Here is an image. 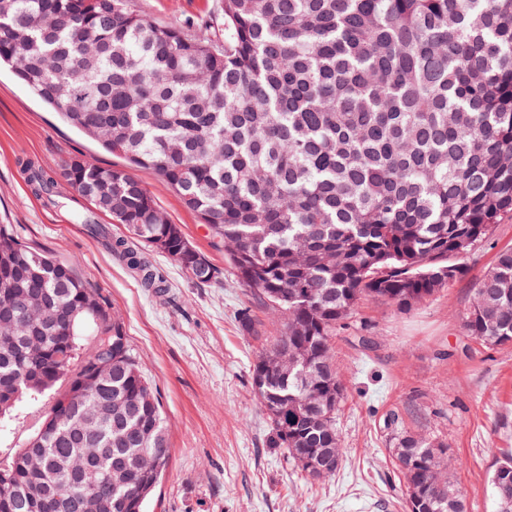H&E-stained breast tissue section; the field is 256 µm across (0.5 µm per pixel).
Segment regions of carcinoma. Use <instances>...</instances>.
Wrapping results in <instances>:
<instances>
[{
	"mask_svg": "<svg viewBox=\"0 0 512 512\" xmlns=\"http://www.w3.org/2000/svg\"><path fill=\"white\" fill-rule=\"evenodd\" d=\"M124 167L73 158L59 176L125 227L88 231L162 288L133 239L197 282L198 251L136 168L195 212L242 285L284 318L250 366L267 447L310 477L343 457L336 326L365 297L398 311L449 287L512 217V0H224V36L158 25L132 0H0V66ZM35 191L55 178L34 169ZM0 429L50 398L26 445L0 458V512H145L170 463L161 402L123 323L70 266L0 224ZM483 344L512 343V248L476 282L463 320ZM407 512H463L446 446L396 431ZM512 512V454L490 478Z\"/></svg>",
	"mask_w": 512,
	"mask_h": 512,
	"instance_id": "1",
	"label": "carcinoma"
}]
</instances>
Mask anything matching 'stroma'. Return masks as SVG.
Here are the masks:
<instances>
[{"mask_svg": "<svg viewBox=\"0 0 512 512\" xmlns=\"http://www.w3.org/2000/svg\"><path fill=\"white\" fill-rule=\"evenodd\" d=\"M155 23L180 22L196 35H220L224 0H133ZM83 157L101 167L122 157L63 123L8 70H0V224L25 245L70 265L121 317L129 343L158 391L168 424L170 466L146 512H406V489L388 448L390 416L448 446V476L467 512H493L490 477L512 450V345L467 337L463 318L474 285L499 250L512 247V220L495 227L468 261L464 277L400 312L361 300L336 328V362L345 388L338 430L346 455L326 480L307 476L267 447L269 424L251 386L260 344L239 323L243 310L262 335L280 320L240 284L199 216L151 171H138L160 208L223 273L196 283L165 254L151 258L164 291L142 288L126 266L88 234V201L66 182L35 194L26 166L48 173Z\"/></svg>", "mask_w": 512, "mask_h": 512, "instance_id": "35a3bbf8", "label": "stroma"}]
</instances>
